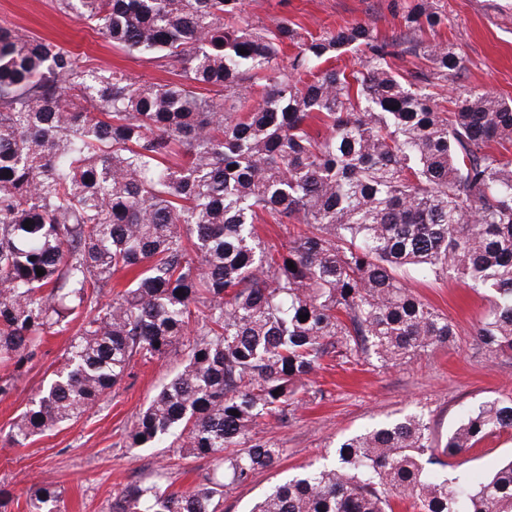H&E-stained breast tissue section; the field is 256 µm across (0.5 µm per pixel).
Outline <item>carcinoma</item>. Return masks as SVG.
I'll use <instances>...</instances> for the list:
<instances>
[{"instance_id": "carcinoma-1", "label": "carcinoma", "mask_w": 512, "mask_h": 512, "mask_svg": "<svg viewBox=\"0 0 512 512\" xmlns=\"http://www.w3.org/2000/svg\"><path fill=\"white\" fill-rule=\"evenodd\" d=\"M59 5L182 72L157 83L96 71L0 27V359L33 361L42 336L81 316L11 442L80 418L137 359L182 346L126 443L208 458L213 473L182 493L127 485L109 512H218L224 489L280 460L256 430L324 397L311 376L326 359L394 365L454 343L448 316L407 281L452 274L483 289L475 334L512 354V100L445 91L463 59L429 0L391 38L361 22L318 37L286 20L260 27L242 0ZM349 48L361 67L330 66ZM269 220L284 243L260 235ZM119 272L133 276L99 303ZM503 435L512 397L472 409L441 445L410 412L342 438L330 465L271 486L250 512H394L398 500L512 512V460L475 484L448 478L452 459ZM60 503L46 482L24 512Z\"/></svg>"}]
</instances>
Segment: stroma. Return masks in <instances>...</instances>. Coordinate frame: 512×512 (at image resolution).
I'll return each instance as SVG.
<instances>
[{"mask_svg": "<svg viewBox=\"0 0 512 512\" xmlns=\"http://www.w3.org/2000/svg\"><path fill=\"white\" fill-rule=\"evenodd\" d=\"M412 2L244 0L243 7L256 23L267 26L285 19L321 34L366 22L378 35L392 36L403 30V16ZM432 2L447 17L443 38L463 59L447 89L476 87L512 98V0ZM0 26L53 40L91 69L116 66L135 78L161 83L174 79L181 69L177 63L159 68L113 47L90 23L61 12L57 0H0ZM414 289L448 316L457 333L455 343L388 367L366 358L343 366L325 361L312 378L324 398L300 405L287 422L265 426L263 439L279 444L285 454L274 468L228 490L224 512H248L270 485L301 467L321 465L343 436L419 411L429 417L436 439L443 440L481 402L512 396V357L487 350L475 336L476 323L489 307L483 295L453 277L418 282ZM78 328L74 321L67 330L47 335L38 357L22 369L0 367V377L15 380L13 393L0 400V486L23 500L43 479H52L62 493V512H108L116 492L140 481L158 479L174 492L193 488L207 469L206 461L183 457L175 448L125 445L136 414L180 368L179 351L136 361L111 394L79 419L24 446L9 441L13 419L49 380ZM511 456L512 439L488 441L462 455L461 470L480 478Z\"/></svg>", "mask_w": 512, "mask_h": 512, "instance_id": "35a3bbf8", "label": "stroma"}]
</instances>
